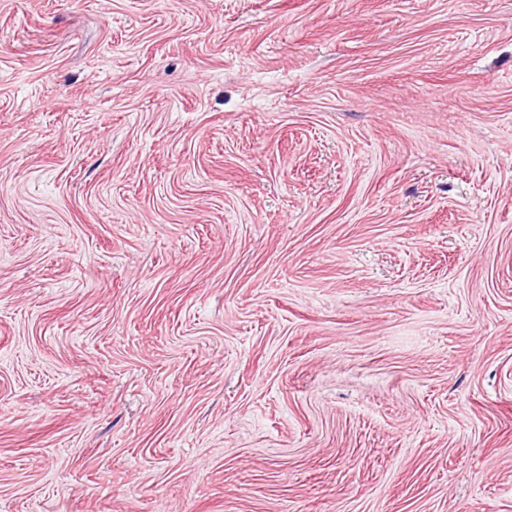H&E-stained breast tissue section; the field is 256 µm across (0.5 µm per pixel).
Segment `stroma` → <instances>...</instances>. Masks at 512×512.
<instances>
[{
	"instance_id": "35a3bbf8",
	"label": "stroma",
	"mask_w": 512,
	"mask_h": 512,
	"mask_svg": "<svg viewBox=\"0 0 512 512\" xmlns=\"http://www.w3.org/2000/svg\"><path fill=\"white\" fill-rule=\"evenodd\" d=\"M0 512H512V0H0Z\"/></svg>"
}]
</instances>
